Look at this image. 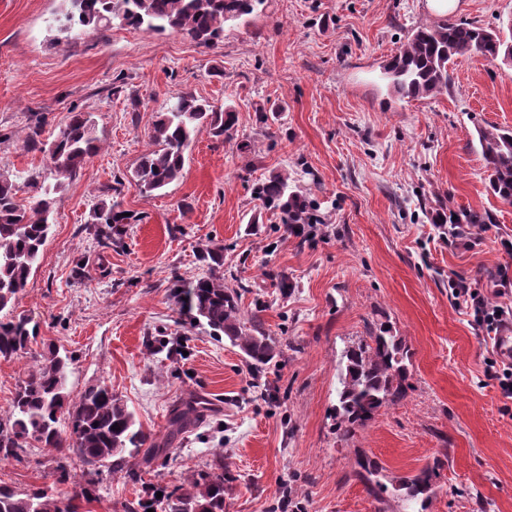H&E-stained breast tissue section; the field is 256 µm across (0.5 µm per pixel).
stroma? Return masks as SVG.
Segmentation results:
<instances>
[{
  "label": "stroma",
  "mask_w": 512,
  "mask_h": 512,
  "mask_svg": "<svg viewBox=\"0 0 512 512\" xmlns=\"http://www.w3.org/2000/svg\"><path fill=\"white\" fill-rule=\"evenodd\" d=\"M59 0H0V169L44 172V152L72 113H90L100 152L55 196L53 224L14 312L70 358L68 389L104 383L145 428L173 409L208 412L139 479L105 476L92 512H123L143 484H179L223 461L226 512H512V399L485 374L493 341L454 305L450 277L489 289L512 257V204L489 187L478 132L512 130V65L460 57L446 92L403 100L383 62L440 16L426 0H265L205 47L178 33L112 25L55 40ZM452 19L499 28L512 0H460ZM189 92L238 115L233 142L200 129L181 176L140 192L131 173L157 112ZM314 204L311 235L286 233L254 195L269 176ZM112 199L136 215L104 243L86 224ZM491 213L495 235L449 249L436 212ZM224 248L239 290L280 352L254 371L226 337L191 326L170 289L208 274L202 248ZM289 290H281V280ZM385 321L411 353L407 396L353 438L335 430L343 350ZM387 476L445 462L432 503L370 494L356 453ZM0 461V485L67 497L56 453Z\"/></svg>",
  "instance_id": "stroma-1"
}]
</instances>
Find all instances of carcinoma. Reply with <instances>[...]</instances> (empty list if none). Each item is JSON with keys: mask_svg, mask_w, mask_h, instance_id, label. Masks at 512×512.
Listing matches in <instances>:
<instances>
[{"mask_svg": "<svg viewBox=\"0 0 512 512\" xmlns=\"http://www.w3.org/2000/svg\"><path fill=\"white\" fill-rule=\"evenodd\" d=\"M264 0H61L53 22L60 33L109 28L114 23L157 32L183 34L202 45L224 37V24L251 15ZM487 28L472 22L445 18L433 26H419L383 65V77L401 99H419L448 90V65L458 57L497 60L509 42L485 35ZM237 113L229 106L216 107L190 93L172 97L153 125V148L145 152L133 177L146 195L176 180L183 169L184 153L194 134L206 127L224 140L233 139ZM479 141L490 187L502 201L512 204V132L480 131ZM100 150V140L92 116L72 113L46 149L54 182L40 174L25 180L28 201H18L20 187L7 172H0V359L27 353L38 335L31 319L12 315V308L27 286L49 231L54 195L64 181L77 176ZM263 206L281 214L284 227L316 224L314 205L305 204L289 190L288 179L272 175L258 188ZM119 203L102 201L93 207L88 224L104 240L123 233L132 217L123 216ZM459 224H485L489 217L472 210L453 211ZM224 248L207 246L200 253L210 273L194 279H178L173 294L179 312L205 325L214 336L224 335L257 367L268 364L276 354L273 338L260 331L254 318L242 315L238 295L224 288ZM409 350L391 329L381 323L368 340L348 349L341 372L342 389L336 408V433L343 438L371 420L381 408L402 400L409 378ZM69 358L53 345L40 354L38 364L18 383L11 407L0 417V459L21 462L27 449L37 443L59 455L57 481L69 482L71 475L63 460L76 456L86 467L89 479L75 483L79 491L63 500L45 491L18 492L0 485V512H78L77 499H96L97 476L138 477V470L172 453V437L183 432L200 417L201 403L190 401L173 410L169 431L158 436L136 420L112 389L105 384L85 388L78 400L70 402L67 390ZM117 429H112V426ZM218 472L191 473L173 489L147 485L142 494L123 505V512H147L156 503L163 512H224V466ZM383 467L359 454L355 473L371 492L387 491L379 480ZM434 471L426 467L393 487L405 500L432 501L436 495ZM162 496H157V493Z\"/></svg>", "mask_w": 512, "mask_h": 512, "instance_id": "cac0c4a2", "label": "carcinoma"}]
</instances>
